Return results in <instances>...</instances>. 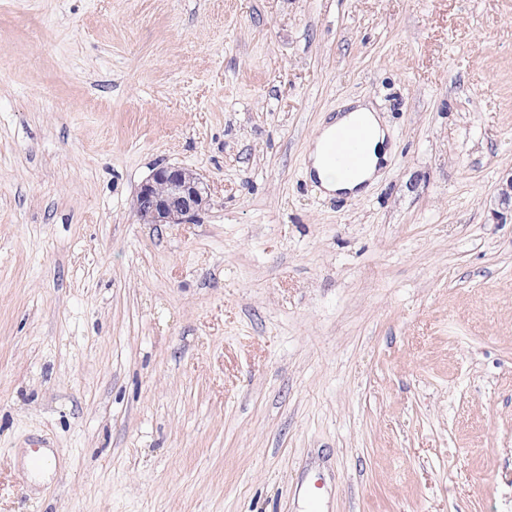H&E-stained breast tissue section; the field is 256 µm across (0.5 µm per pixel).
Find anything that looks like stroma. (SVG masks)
<instances>
[{"label":"stroma","mask_w":512,"mask_h":512,"mask_svg":"<svg viewBox=\"0 0 512 512\" xmlns=\"http://www.w3.org/2000/svg\"><path fill=\"white\" fill-rule=\"evenodd\" d=\"M511 177L512 0H0V512H512ZM345 106L348 108L345 113L336 116L335 121L326 125L321 131L322 136L316 139L314 149L309 155V174L312 179L319 182L327 193L360 197L365 194L368 185L375 183L380 177L379 172L387 157V130L382 125L378 114L362 102H348ZM354 118L366 122L370 130L360 121L347 124ZM338 127L340 128L336 130ZM370 131V155L364 169L356 179L344 180L324 163L322 156L325 162L335 167L343 177L351 178L357 175L366 161ZM332 132L334 133L327 137ZM181 173L182 170L178 166L157 168L139 188L136 196L137 213L139 214L140 207L147 209L154 224H191L196 221L206 204V198L199 188L201 183L196 182L199 178L192 172L184 170V178L188 181L186 183ZM157 181H165L155 185L154 193L159 197L153 193V186ZM169 193L170 195L167 196ZM148 211H144L147 218L142 216L144 224L153 223L148 219Z\"/></svg>","instance_id":"obj_1"}]
</instances>
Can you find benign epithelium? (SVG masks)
Here are the masks:
<instances>
[{
	"instance_id": "obj_1",
	"label": "benign epithelium",
	"mask_w": 512,
	"mask_h": 512,
	"mask_svg": "<svg viewBox=\"0 0 512 512\" xmlns=\"http://www.w3.org/2000/svg\"><path fill=\"white\" fill-rule=\"evenodd\" d=\"M157 181L170 184V195H154L153 186ZM205 204L200 183L185 182L178 166L157 168L137 193V207L148 210L156 224H191L196 221Z\"/></svg>"
}]
</instances>
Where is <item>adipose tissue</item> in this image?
<instances>
[{"mask_svg":"<svg viewBox=\"0 0 512 512\" xmlns=\"http://www.w3.org/2000/svg\"><path fill=\"white\" fill-rule=\"evenodd\" d=\"M355 118L366 122L371 131L370 155L356 179L345 180L336 175L335 171L324 163L320 149L316 148L310 152L309 173L327 193L360 197L365 194L369 185L380 177L381 167L387 157V130L376 112L362 102H350L345 113L338 115L334 123L326 125L325 130L329 133L334 132L336 127L345 125Z\"/></svg>","mask_w":512,"mask_h":512,"instance_id":"1","label":"adipose tissue"}]
</instances>
